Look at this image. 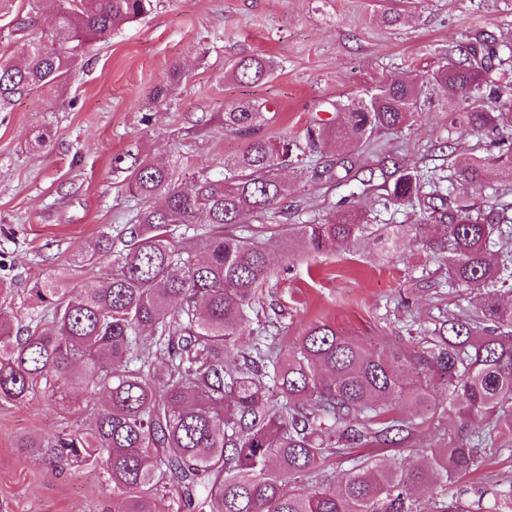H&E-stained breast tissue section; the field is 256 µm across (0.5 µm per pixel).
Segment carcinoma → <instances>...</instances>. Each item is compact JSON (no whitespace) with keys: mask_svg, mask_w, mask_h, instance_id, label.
<instances>
[{"mask_svg":"<svg viewBox=\"0 0 512 512\" xmlns=\"http://www.w3.org/2000/svg\"><path fill=\"white\" fill-rule=\"evenodd\" d=\"M55 27L28 41L24 62L0 64V112L17 96L65 81L78 51L140 18L153 0H36ZM495 41L472 37L466 54L421 77L383 84L345 108L341 122L307 130L312 147L358 143L410 126L428 85L443 92L450 128L512 131V83L490 78ZM274 65L251 55L229 61L225 75L263 84ZM171 69L150 94L165 101L178 84ZM259 102L224 110V131L247 140L224 162V174L184 172L128 150L113 160L124 186L140 202L128 225L127 249L112 274L92 288H71L60 272L30 290L29 318L50 310L41 330L0 314V399L26 403L38 393L66 397L84 388L95 418L87 433L26 437L55 464L102 461L112 484V512H165L170 489L180 512H472L466 501L441 494L429 503L418 486L447 487L478 470L488 441L512 437V203L485 211L455 186L483 191L491 171L512 180V143L453 165L447 194L425 192L419 168H396L386 188L393 205L419 208L420 222L378 228L377 240L396 247L406 237L446 261L448 284L480 297V307L446 320L418 348L374 346L327 323L308 328L274 366L250 355L248 310L271 274L273 238L224 233V226L284 212L290 187L280 172L317 178L305 152L288 139L256 136L268 117ZM364 230L352 206L322 222L290 224L286 234L307 253L346 246ZM112 251L103 231L80 251L75 266ZM156 348L162 367L138 357ZM445 393L460 422L442 448H421L409 468L366 460L344 473L325 466L327 451L369 445L401 447L414 422L390 414L406 406L423 414ZM492 512H512V482L490 489Z\"/></svg>","mask_w":512,"mask_h":512,"instance_id":"cac0c4a2","label":"carcinoma"}]
</instances>
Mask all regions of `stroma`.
<instances>
[{
	"label": "stroma",
	"mask_w": 512,
	"mask_h": 512,
	"mask_svg": "<svg viewBox=\"0 0 512 512\" xmlns=\"http://www.w3.org/2000/svg\"><path fill=\"white\" fill-rule=\"evenodd\" d=\"M396 24L376 0H156L142 19L92 40L65 84L16 98L0 112V311L27 315L34 283L68 268L75 252L101 231L119 234L133 203L112 160L132 146L151 159L222 176L225 160L245 139L225 132V106L258 100L270 113L259 134L303 139L308 127L340 122L336 102L357 100L392 80L433 70L474 34L512 40V0H402ZM261 55L276 64L262 85L224 76L226 60ZM174 64L183 77L163 104L149 100ZM432 102L413 126L367 139L358 147L330 144L314 156L335 179L304 180L288 171L293 192L281 220H321L351 201L370 221L347 248L315 257L288 239L271 248L273 273L251 321L284 349L325 322L371 344L418 346L442 320L474 308L473 294L448 284L436 254L380 255L373 228L410 224L407 207H383L371 172L398 164L438 167L492 147L493 135L449 131ZM50 129L38 147L34 138ZM93 413L80 387L69 400L45 393L24 404L0 400V512H112V485L95 463L53 467L19 438L87 430ZM456 414L440 400L417 426L409 447L351 448L327 459L341 472L368 457L416 463L418 449L456 432Z\"/></svg>",
	"instance_id": "1"
}]
</instances>
